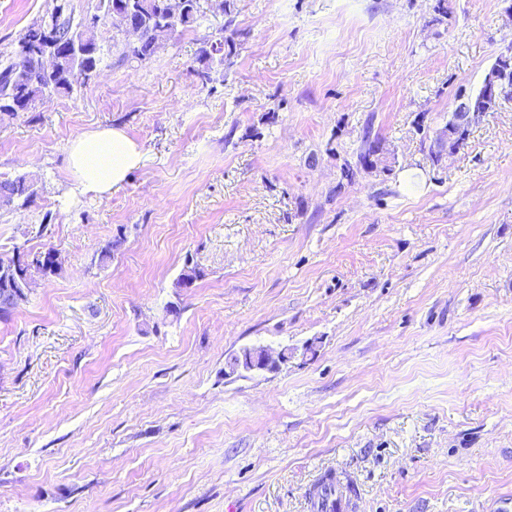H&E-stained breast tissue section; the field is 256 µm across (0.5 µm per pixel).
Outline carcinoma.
I'll list each match as a JSON object with an SVG mask.
<instances>
[{"label": "carcinoma", "instance_id": "obj_1", "mask_svg": "<svg viewBox=\"0 0 512 512\" xmlns=\"http://www.w3.org/2000/svg\"><path fill=\"white\" fill-rule=\"evenodd\" d=\"M135 4L130 25L137 37L125 43L123 55L140 61L154 57L186 28L200 26L205 15L199 0H131ZM115 0H99L98 12L75 18L69 4L62 12L50 14L29 25L11 49L0 54V120L20 112H32L46 95L70 94L74 86L88 79L102 62L98 30L109 23ZM56 33L58 57L49 72L42 56L47 50L45 35ZM234 43L230 36L203 40L196 52V75L204 85L213 82L224 67V48ZM38 179L25 173L0 179V208L28 207L38 195ZM54 247L25 262L27 275L48 277L59 273L51 253Z\"/></svg>", "mask_w": 512, "mask_h": 512}]
</instances>
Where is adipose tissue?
Listing matches in <instances>:
<instances>
[{
    "mask_svg": "<svg viewBox=\"0 0 512 512\" xmlns=\"http://www.w3.org/2000/svg\"><path fill=\"white\" fill-rule=\"evenodd\" d=\"M141 161L135 141L112 127L84 133L68 145V167L77 189L99 199L120 188Z\"/></svg>",
    "mask_w": 512,
    "mask_h": 512,
    "instance_id": "1",
    "label": "adipose tissue"
}]
</instances>
